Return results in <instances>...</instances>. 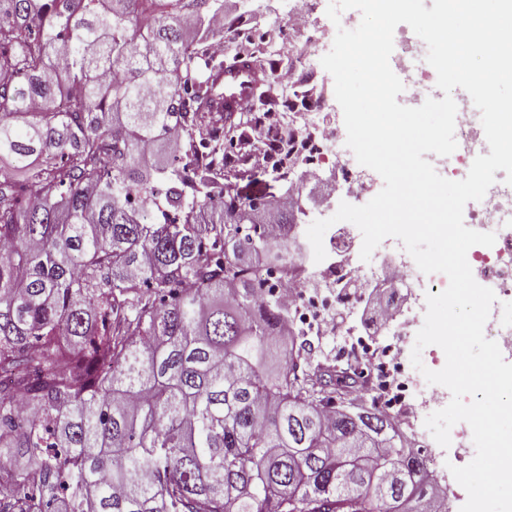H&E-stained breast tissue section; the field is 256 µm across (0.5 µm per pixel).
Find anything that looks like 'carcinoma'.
Here are the masks:
<instances>
[{"label":"carcinoma","instance_id":"carcinoma-1","mask_svg":"<svg viewBox=\"0 0 512 512\" xmlns=\"http://www.w3.org/2000/svg\"><path fill=\"white\" fill-rule=\"evenodd\" d=\"M222 17L0 0V162L34 190L0 180V512H447L394 419L340 370L312 383L258 296L301 204L228 189L250 121L224 114L197 162Z\"/></svg>","mask_w":512,"mask_h":512}]
</instances>
